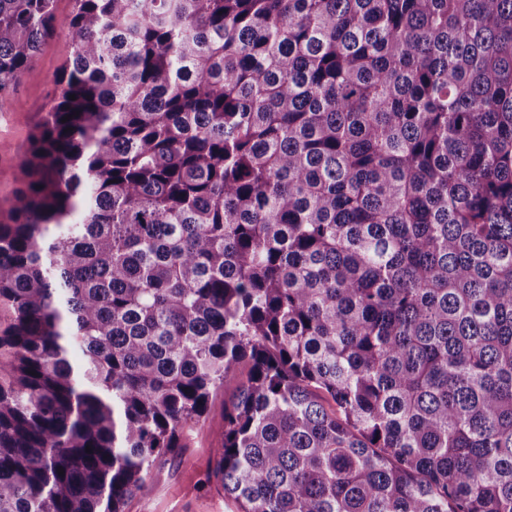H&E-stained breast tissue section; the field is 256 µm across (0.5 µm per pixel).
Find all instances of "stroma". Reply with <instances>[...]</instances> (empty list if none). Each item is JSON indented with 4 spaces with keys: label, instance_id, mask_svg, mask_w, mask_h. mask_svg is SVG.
Returning <instances> with one entry per match:
<instances>
[{
    "label": "stroma",
    "instance_id": "obj_1",
    "mask_svg": "<svg viewBox=\"0 0 512 512\" xmlns=\"http://www.w3.org/2000/svg\"><path fill=\"white\" fill-rule=\"evenodd\" d=\"M74 0H55L56 30L47 37L18 84L0 102V212L8 211L25 185L19 159L28 152L55 96V79L72 50L68 22ZM235 383L219 390L204 423L190 432L178 457L165 458L153 475V490L128 501L125 512H233L220 486L208 480L215 466L214 450L224 432V404Z\"/></svg>",
    "mask_w": 512,
    "mask_h": 512
}]
</instances>
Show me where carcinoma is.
<instances>
[{
	"instance_id": "cac0c4a2",
	"label": "carcinoma",
	"mask_w": 512,
	"mask_h": 512,
	"mask_svg": "<svg viewBox=\"0 0 512 512\" xmlns=\"http://www.w3.org/2000/svg\"><path fill=\"white\" fill-rule=\"evenodd\" d=\"M74 2L0 221V512H124L232 381L238 512H512V0ZM53 4L0 0V97Z\"/></svg>"
}]
</instances>
